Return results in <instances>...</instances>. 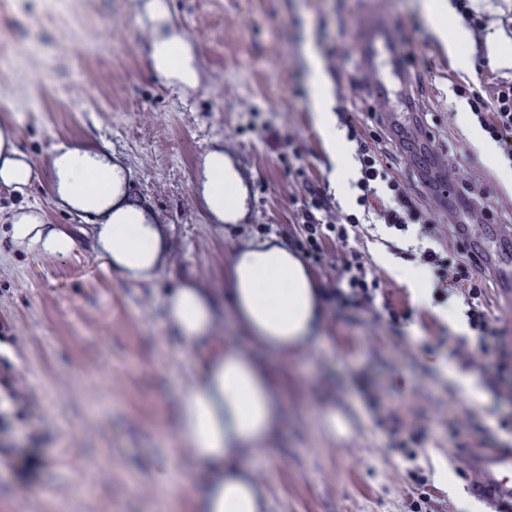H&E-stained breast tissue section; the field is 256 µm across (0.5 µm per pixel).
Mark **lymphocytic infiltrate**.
<instances>
[{
    "label": "lymphocytic infiltrate",
    "mask_w": 512,
    "mask_h": 512,
    "mask_svg": "<svg viewBox=\"0 0 512 512\" xmlns=\"http://www.w3.org/2000/svg\"><path fill=\"white\" fill-rule=\"evenodd\" d=\"M468 104L482 131L497 144L503 159L512 163V82L498 85L492 103L473 94ZM340 118L355 145L358 210L354 213L344 210L327 190L320 170L308 161L301 145L282 138L272 127L261 130L263 139L277 151L289 176L301 188V196L293 200L290 211L289 249L302 260L320 299L332 304L335 315L367 313L391 324L419 325L429 341L447 346L448 356L458 368L477 372L486 388L512 398V385L505 381L512 368L497 356L502 336L488 311V279L478 275L477 259L468 255L457 233L448 229L447 201L434 194L425 173L414 168L401 175L392 171L391 160L406 157L402 138H391V147L385 150L376 130L359 126L349 113H341ZM437 157L445 179L456 186L466 214L477 223L490 220L486 201L494 192L493 186L462 180L459 169L449 162L447 150H438ZM379 224L399 234L398 239L387 243L391 252L431 271L436 301L452 300L461 307L470 336L443 337L442 327L430 310L413 304L407 289L381 279L367 250L357 245L365 226ZM369 405L378 423L391 424L390 446L406 463V512H457L418 462L424 432L399 418L387 406L383 392L370 394ZM433 417L447 425L451 437H463L465 446L488 447L476 413L460 408L456 397H449L447 406L434 407Z\"/></svg>",
    "instance_id": "lymphocytic-infiltrate-1"
}]
</instances>
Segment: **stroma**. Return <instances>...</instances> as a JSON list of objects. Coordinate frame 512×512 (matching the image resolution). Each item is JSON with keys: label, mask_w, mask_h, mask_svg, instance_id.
<instances>
[{"label": "stroma", "mask_w": 512, "mask_h": 512, "mask_svg": "<svg viewBox=\"0 0 512 512\" xmlns=\"http://www.w3.org/2000/svg\"><path fill=\"white\" fill-rule=\"evenodd\" d=\"M475 11L482 25L452 57L428 26L422 0H174V14L199 33L208 56L206 90L188 104L150 68L148 51L160 31L148 14H134L130 0H0V104L19 125V149L39 158L60 137L86 149L114 141L175 218L162 269L151 284L134 287L97 257L79 224L52 209L50 170L21 189L0 185V316L12 327L0 344V369L11 370L26 406L25 418L0 433V512H198L178 412L200 359L170 328L164 295L191 278L207 292L223 289L224 262L236 247L233 234L202 223L194 209L189 183L197 149L225 138L243 151L259 171L263 223H287L295 187L256 128L269 123L296 139L333 178L336 164L309 107L306 50L314 48L324 72H335L330 87L342 91L350 115L370 124L373 103L352 79L363 22L378 15L411 39L407 69L419 76L431 130L463 178L500 188L512 166L480 158L470 140L480 128L454 89L489 103L499 83L512 82V68L490 56L494 48L512 51V0H483ZM25 203L76 232L72 254L15 252L6 220ZM318 326L310 350L294 361L268 354L227 312L214 328L266 362L280 388L283 431L246 460L266 512H401L403 464L389 450L387 432L363 415L359 452L340 457L338 438L318 431L316 421L335 412L339 398L359 401L363 386L386 388L400 406L415 402L411 363L348 350L343 339L406 336L420 346L424 333L368 315ZM470 405L481 425L494 426L495 447L512 449V430L498 428L512 419V402L483 390ZM172 451L178 468L157 480L158 460Z\"/></svg>", "instance_id": "obj_1"}]
</instances>
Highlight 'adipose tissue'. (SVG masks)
<instances>
[{
    "mask_svg": "<svg viewBox=\"0 0 512 512\" xmlns=\"http://www.w3.org/2000/svg\"><path fill=\"white\" fill-rule=\"evenodd\" d=\"M425 10L437 39L449 52H457L467 42L468 32L454 19L448 0H426ZM175 47L172 37L153 42L150 56L155 72L195 83L191 58H176ZM308 67L316 124L327 151L336 158L338 178H348L349 158L341 148L343 135L331 112L316 52H309ZM53 173L63 204L92 221L98 256L127 279L153 280L169 248L164 227L128 223L126 212H113L111 191L88 186L93 175L111 183V158L69 145L57 153ZM8 234L14 249L25 253L65 256L75 247L71 232L34 223L27 216L12 219ZM235 268L239 283L225 289L224 296L238 328L281 359L302 356L319 314L301 261L262 242L238 254ZM165 304L168 321L181 341L203 349L200 379L185 393L178 414L181 441L203 477L194 489L198 508L200 512H261L255 481L242 460L271 444L280 433V392L263 364L249 354L227 349L213 335L217 305L212 294L185 283L167 290Z\"/></svg>",
    "mask_w": 512,
    "mask_h": 512,
    "instance_id": "1",
    "label": "adipose tissue"
}]
</instances>
